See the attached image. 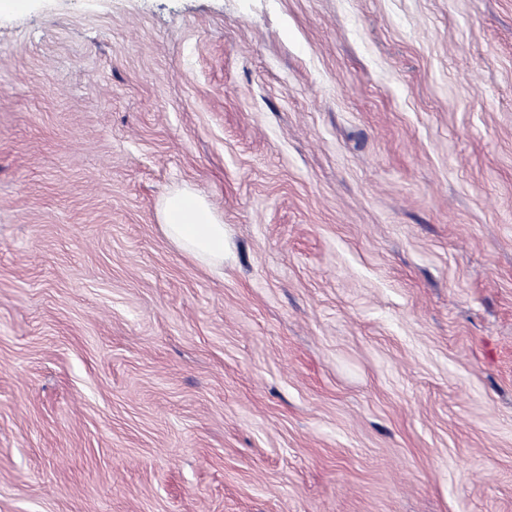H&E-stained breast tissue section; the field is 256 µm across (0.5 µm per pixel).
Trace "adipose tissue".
<instances>
[{
  "label": "adipose tissue",
  "mask_w": 512,
  "mask_h": 512,
  "mask_svg": "<svg viewBox=\"0 0 512 512\" xmlns=\"http://www.w3.org/2000/svg\"><path fill=\"white\" fill-rule=\"evenodd\" d=\"M166 238L182 254L210 272H224L225 233L222 216L189 187L170 190L158 203Z\"/></svg>",
  "instance_id": "obj_1"
}]
</instances>
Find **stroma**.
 <instances>
[{
	"label": "stroma",
	"mask_w": 512,
	"mask_h": 512,
	"mask_svg": "<svg viewBox=\"0 0 512 512\" xmlns=\"http://www.w3.org/2000/svg\"><path fill=\"white\" fill-rule=\"evenodd\" d=\"M0 512H512V0L0 13ZM158 215L164 235L179 252L224 274V220L203 196L186 186L174 188L160 199Z\"/></svg>",
	"instance_id": "obj_1"
}]
</instances>
